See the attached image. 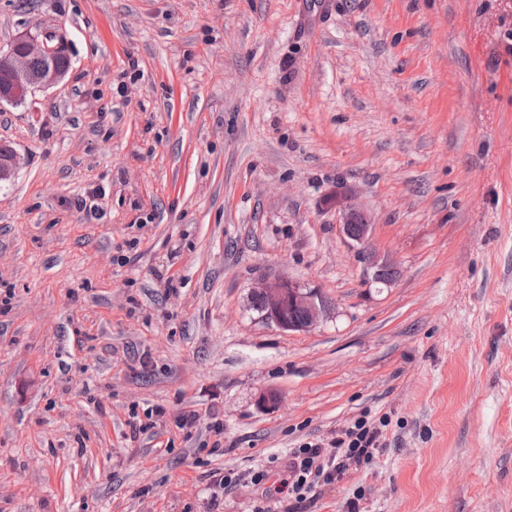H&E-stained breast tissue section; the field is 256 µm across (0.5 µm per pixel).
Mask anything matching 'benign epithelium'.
Returning a JSON list of instances; mask_svg holds the SVG:
<instances>
[{
  "label": "benign epithelium",
  "instance_id": "1",
  "mask_svg": "<svg viewBox=\"0 0 512 512\" xmlns=\"http://www.w3.org/2000/svg\"><path fill=\"white\" fill-rule=\"evenodd\" d=\"M66 34L61 27L38 28L17 36L12 50L0 56V99L36 101V93L45 91L60 82L65 73L56 69L53 58L65 45ZM39 59L43 68L34 73L29 60ZM17 167V155L0 146V182L12 178ZM354 190L338 186L328 201L339 215L344 236L357 247L358 254L377 282L386 269L397 272L395 264L382 255L372 241V224L366 211L353 203ZM255 294L264 300V319L284 332H308L318 326L329 310L322 293L305 284L288 278L265 279Z\"/></svg>",
  "mask_w": 512,
  "mask_h": 512
}]
</instances>
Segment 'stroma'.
Here are the masks:
<instances>
[{"label":"stroma","mask_w":512,"mask_h":512,"mask_svg":"<svg viewBox=\"0 0 512 512\" xmlns=\"http://www.w3.org/2000/svg\"><path fill=\"white\" fill-rule=\"evenodd\" d=\"M57 26L66 76L0 104V512H284L248 473L383 416L308 512H512V0H0V47ZM278 276L329 301L315 329L254 312ZM212 468L241 476L216 507ZM354 190L350 186H338L336 192L329 196L328 201L340 218V226L344 236L357 247L358 254L366 266L367 272L371 273L372 280L376 283L382 272L388 268L394 273L386 270L382 274V280L392 282L397 277L395 264L382 255L372 241V224L366 211L353 203ZM358 224L359 231L354 232L353 227ZM388 282V283H390ZM166 412V408L160 405L147 407L143 410V415L146 419V421H144L139 417L138 412L133 409L131 414L133 421L128 422L132 437L136 438L139 434H147L152 437L158 435L156 428L161 424L160 421L164 418Z\"/></svg>","instance_id":"35a3bbf8"}]
</instances>
